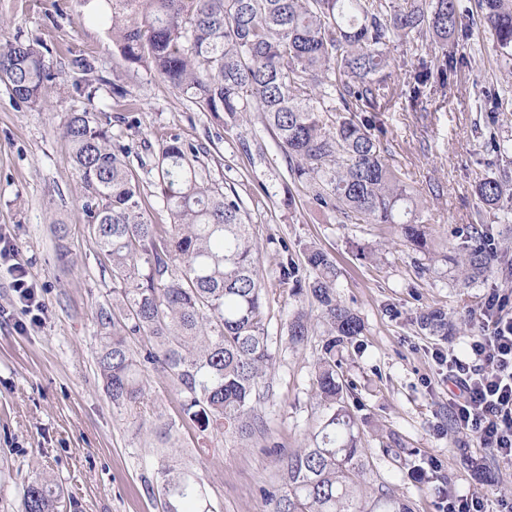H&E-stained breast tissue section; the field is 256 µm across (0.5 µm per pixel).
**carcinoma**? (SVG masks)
Listing matches in <instances>:
<instances>
[{
    "label": "carcinoma",
    "mask_w": 512,
    "mask_h": 512,
    "mask_svg": "<svg viewBox=\"0 0 512 512\" xmlns=\"http://www.w3.org/2000/svg\"><path fill=\"white\" fill-rule=\"evenodd\" d=\"M482 25L502 55L512 57V0H477ZM107 26L124 58L144 63L188 101L235 126L243 114L260 112L288 157L291 178L313 186L316 206L337 212L341 223L396 224L409 249L427 253L426 225L416 219L418 194L386 162L370 121L354 112L376 111L389 95L388 45L412 38L441 50L437 68L418 62L421 88L440 87L456 75L460 59L447 50L465 27L460 0H77ZM0 82L13 98L33 107L48 103L56 87L38 43L15 38L0 44ZM72 86L87 107L62 126L70 163L82 189L83 211L97 247L112 261V306H99L97 367L112 407L126 413L143 403L149 371L168 373L180 399L178 420L167 430L190 427L201 440L225 435L243 447L270 438L258 409L270 396L275 362L265 330L268 288L252 225L237 192L207 183L189 159L191 148L173 138L162 146L157 188L170 224L145 216L139 180L128 166L129 148L112 139L110 122L93 108L92 83ZM337 95L339 106L325 100ZM349 112L331 120L326 112ZM498 116L475 126L490 151L512 154ZM473 221L454 230L461 239L464 284L512 263L499 247L484 211L512 223V175L503 169L473 187ZM312 273L294 294L318 310L324 336L312 389L322 413L306 442L288 452L280 484L263 490L267 512H414L412 502L370 470L355 417L345 398L336 346L363 333L361 317L336 295V263L323 249L302 248ZM418 326L448 339L441 308L423 311ZM290 348L314 334L311 314L297 308L284 322ZM144 339L131 349L135 336ZM164 512H210L192 473L160 460L157 471ZM57 487L32 482L23 489V512H61Z\"/></svg>",
    "instance_id": "1"
}]
</instances>
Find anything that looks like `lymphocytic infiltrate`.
<instances>
[{
	"label": "lymphocytic infiltrate",
	"instance_id": "obj_1",
	"mask_svg": "<svg viewBox=\"0 0 512 512\" xmlns=\"http://www.w3.org/2000/svg\"><path fill=\"white\" fill-rule=\"evenodd\" d=\"M481 314L491 323L488 332L470 344L468 359L435 352L448 369V381L458 394L452 404L458 428L473 431L492 455L512 458V315L500 297L487 299Z\"/></svg>",
	"mask_w": 512,
	"mask_h": 512
}]
</instances>
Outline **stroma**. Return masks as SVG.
Wrapping results in <instances>:
<instances>
[{"label":"stroma","instance_id":"stroma-1","mask_svg":"<svg viewBox=\"0 0 512 512\" xmlns=\"http://www.w3.org/2000/svg\"><path fill=\"white\" fill-rule=\"evenodd\" d=\"M471 42L453 85L412 93L411 72L421 52L415 42L389 47L394 97L385 110L369 113L380 128L386 161L420 192L419 216L427 224L429 272L401 241L394 224H344L317 208L309 186L293 182L288 163L261 113L240 125L204 111L156 78L147 67L126 61L105 26L82 14L75 0H0V42L14 37L47 49L54 71L72 74L73 62L93 66L96 109L108 113L115 142L130 146V167L140 179L143 207L155 224L170 221L155 186L159 152L178 139L193 147L195 166L210 186L236 190L263 256L269 289L266 331L277 356L272 394L259 410L277 449L264 442L241 448L214 437L212 452L197 456L194 431L160 436L163 421L177 418L179 398L169 376L147 377L137 413L113 409L103 390L96 358L100 337L93 322L98 306L112 300V272L89 234L80 187L60 129L85 107L71 84L57 85L46 111L16 103L0 83V245L23 264L36 285L38 309L25 311L0 259V512H18L24 485L57 483L64 512H163L158 461L170 456L188 464L214 512H265L263 488L278 484L282 451L297 447L315 419L311 392L321 337L298 351L286 348L283 322L298 301L283 282L281 266L297 263L307 278L301 248L313 242L336 261L337 296L363 319L365 331L336 357L354 390L352 412L368 450L370 476L395 488L415 512H440L444 496H477L487 512L512 505V459L494 457L474 433L448 422L452 395L448 373L435 362L440 350L466 357L485 299L497 294L512 309V280L489 274L461 287L459 270L442 263L456 251L455 227L470 223L475 182L512 166V159L486 150L474 131L487 112L498 110L499 133L512 139V65L506 64L479 22L477 0H462ZM67 227L77 264L58 260L55 224ZM444 307L448 321L469 318L473 329L442 341L421 331L419 311ZM398 453H384L390 438ZM434 465L438 478L417 483L408 468ZM495 471L500 491L476 481L475 465Z\"/></svg>","mask_w":512,"mask_h":512}]
</instances>
